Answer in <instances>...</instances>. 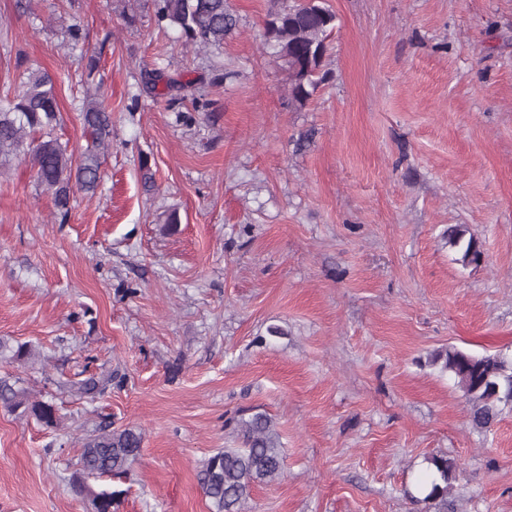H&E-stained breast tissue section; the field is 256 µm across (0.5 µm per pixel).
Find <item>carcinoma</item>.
Here are the masks:
<instances>
[{"label":"carcinoma","instance_id":"1","mask_svg":"<svg viewBox=\"0 0 512 512\" xmlns=\"http://www.w3.org/2000/svg\"><path fill=\"white\" fill-rule=\"evenodd\" d=\"M159 21L179 30L188 46L221 48L224 39L238 26V18L227 0H156ZM265 21V44L288 67L289 102L303 106L326 81L327 40L336 29V14L316 0H272ZM22 90L15 96L0 97V168L13 158L29 155L39 186L53 196L60 221L70 210L74 190L92 192L100 178L101 153L112 143V118L106 108L91 96L82 101L84 127L90 147L74 157L68 145L54 136L61 121L57 83L46 70L28 68L21 75ZM448 245L460 255L464 265L479 264L481 251L469 230L461 225L448 228ZM39 354L36 347L10 344L0 339V360L25 361ZM432 362L452 374L468 404L471 427L487 431L498 420L504 407L512 406V359L501 353L472 355L455 347L439 351ZM112 382L110 375L91 374L74 383L82 395H94ZM0 405L22 416H33L43 426L59 424L55 406L32 400L9 380L0 379ZM236 448H220L199 467L200 487L214 512H241V505L254 489L283 475L284 457L272 419L255 413L234 421ZM141 433L125 428L115 430L101 425L83 442L78 458L79 477L74 491L87 498L90 512H116L119 491H96L87 478L121 476L140 455ZM428 469L423 483L405 491L416 504H432L437 512H448V493L456 481L458 464L443 456L425 458Z\"/></svg>","mask_w":512,"mask_h":512}]
</instances>
